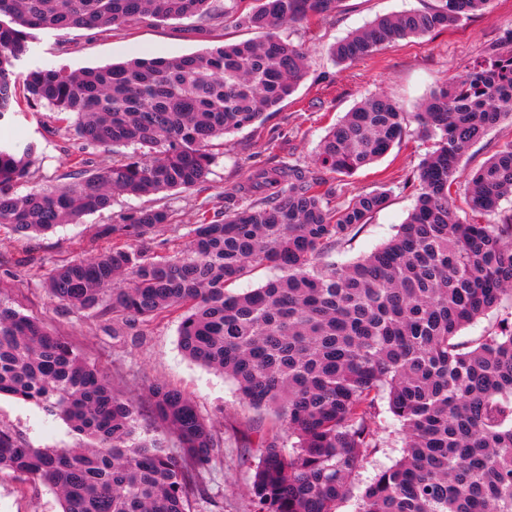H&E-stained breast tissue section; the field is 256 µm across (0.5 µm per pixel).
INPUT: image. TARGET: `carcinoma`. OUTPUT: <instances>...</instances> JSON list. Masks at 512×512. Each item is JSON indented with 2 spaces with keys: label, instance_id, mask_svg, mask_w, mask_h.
<instances>
[{
  "label": "carcinoma",
  "instance_id": "obj_1",
  "mask_svg": "<svg viewBox=\"0 0 512 512\" xmlns=\"http://www.w3.org/2000/svg\"><path fill=\"white\" fill-rule=\"evenodd\" d=\"M243 2L216 14L211 0H0V119L13 111L21 82L27 102L54 113L82 146L132 148L70 183L19 195L38 145L0 142V225L29 237L79 223L116 192L200 189L213 142L259 121L306 74V51L279 29L331 18L340 0H256L246 13ZM488 3L435 0L379 16L330 55L352 62L453 27ZM232 16L264 37L78 73L16 71L34 30L192 17L215 29ZM412 122L433 143L413 175L415 205L397 234L362 258L338 260L336 248L383 209L390 190L333 205L342 184L328 188L290 164L255 170L227 195L224 218L201 212L182 251L150 256L169 213L133 210L101 230L111 245L58 266L44 283L71 308L129 328L181 312L184 353L232 378L243 404L277 414L274 432L253 428L260 452L252 512H337L353 497L356 512H512V324L455 341L512 299V210L502 208L512 194V141L466 179L460 172L474 143L512 124V30L413 112L384 94L365 98L329 129L316 162L351 174L384 157ZM460 183L487 223L457 217L452 190ZM264 268L279 274L242 294L227 291ZM149 394L179 450L139 437L138 411L103 374L59 332L0 299V395L61 417L85 440L32 448L0 430V471L47 483L62 512H190L193 498L208 495L205 477L224 442L181 390L157 382ZM382 400L399 425L402 455L362 488L359 472L382 445Z\"/></svg>",
  "mask_w": 512,
  "mask_h": 512
}]
</instances>
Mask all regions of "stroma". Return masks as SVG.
Masks as SVG:
<instances>
[{
	"label": "stroma",
	"instance_id": "35a3bbf8",
	"mask_svg": "<svg viewBox=\"0 0 512 512\" xmlns=\"http://www.w3.org/2000/svg\"><path fill=\"white\" fill-rule=\"evenodd\" d=\"M431 2L342 0L331 19L311 27L284 26L283 37L307 52L305 78L288 100L265 113L261 121L217 141L216 160L201 190L165 191L141 198L118 196L111 208L85 215L82 223L66 224L40 236L23 238L0 227V277L9 282L8 287L0 288V297L19 312L60 330L80 356L137 408L141 432L161 437L169 447L179 445L176 435L151 413L149 387L164 381L189 395L213 433L224 439V459L207 477L210 496L192 501L191 512H251L248 486L259 450L249 447L246 437L255 425L270 427L273 415L240 404L231 378L184 354L178 338L179 313H167L130 329L61 304L50 297L43 283L57 265L102 247L100 230L128 210H167L170 222L151 250L171 255L185 249L198 211L223 212L226 192L255 169L291 162L300 164L308 174H318L314 157L322 137L361 99L382 93L412 108L436 85L466 73L489 43L512 29V0H491L487 13L447 30L401 39L348 64L331 60L328 50L337 39L376 16L421 9ZM258 37L257 31L236 22L201 31L192 18L139 22L110 30H37L33 33L34 52L21 60L18 68L63 66L79 71L136 58L187 55ZM0 140L38 143L41 159L31 178L35 184L71 182L79 157H87L94 166L113 157L108 148L80 153L72 135L50 122L43 108L25 104L0 123ZM431 146L417 126H410L405 139L386 156L343 177L344 199L383 187L389 188L391 195L386 207L345 244L342 259L363 257L396 234L416 196L413 189L403 188L402 182L417 169ZM0 428L12 431L33 448H70L77 442L60 417L5 395L0 396ZM0 512H60V501L42 481L3 471Z\"/></svg>",
	"mask_w": 512,
	"mask_h": 512
}]
</instances>
